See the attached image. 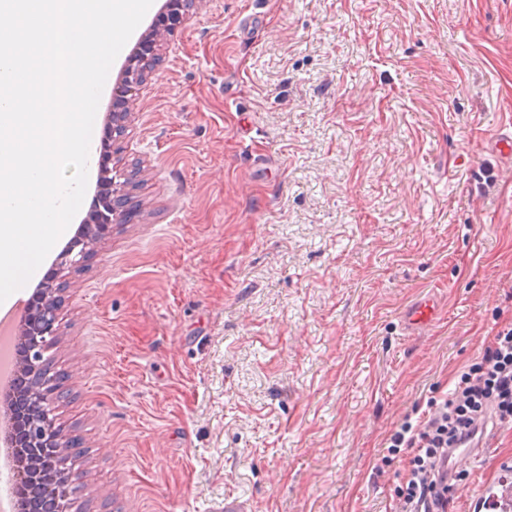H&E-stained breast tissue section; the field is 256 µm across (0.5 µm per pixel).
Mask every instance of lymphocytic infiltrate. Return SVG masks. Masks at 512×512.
<instances>
[{"label": "lymphocytic infiltrate", "instance_id": "f902f5d3", "mask_svg": "<svg viewBox=\"0 0 512 512\" xmlns=\"http://www.w3.org/2000/svg\"><path fill=\"white\" fill-rule=\"evenodd\" d=\"M490 415L499 425L512 424V326L495 334L451 393L431 398L420 420L404 421L391 434L392 452L411 453L400 512H448V465L459 448L480 439Z\"/></svg>", "mask_w": 512, "mask_h": 512}]
</instances>
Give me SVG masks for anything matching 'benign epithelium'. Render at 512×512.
Wrapping results in <instances>:
<instances>
[{"label":"benign epithelium","instance_id":"1","mask_svg":"<svg viewBox=\"0 0 512 512\" xmlns=\"http://www.w3.org/2000/svg\"><path fill=\"white\" fill-rule=\"evenodd\" d=\"M189 12L187 0H165L148 29L139 37L112 89L106 138L124 136L131 123L130 101L147 81V75L162 62V42L174 35ZM131 172L112 165L111 155H102L96 181L94 207L56 260L55 272L35 290L18 327L17 340L24 346L18 355L20 386L4 397L0 417L6 421L0 442L12 450L18 485L23 488V512H70V495L87 480V472L69 464L71 436L56 425L50 395L66 396L56 376L47 369L45 354L59 336L62 283L79 269L102 236L114 224L130 220Z\"/></svg>","mask_w":512,"mask_h":512}]
</instances>
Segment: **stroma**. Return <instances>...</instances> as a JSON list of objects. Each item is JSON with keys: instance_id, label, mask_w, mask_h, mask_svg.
<instances>
[{"instance_id": "stroma-1", "label": "stroma", "mask_w": 512, "mask_h": 512, "mask_svg": "<svg viewBox=\"0 0 512 512\" xmlns=\"http://www.w3.org/2000/svg\"><path fill=\"white\" fill-rule=\"evenodd\" d=\"M161 53L49 352L75 512H397L390 435L512 324V0H195ZM437 303L433 298L424 297L417 300L405 311L404 324L409 330H424L435 319Z\"/></svg>"}]
</instances>
